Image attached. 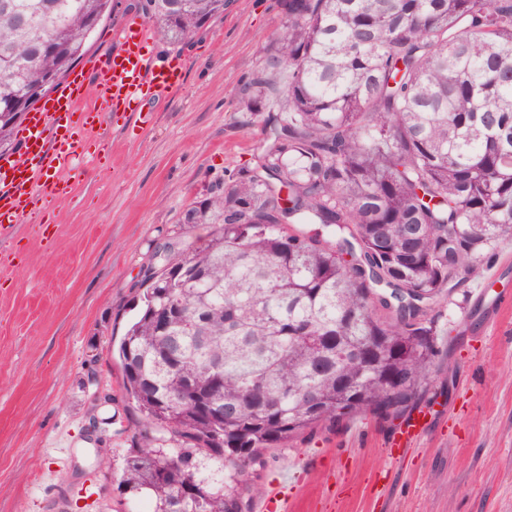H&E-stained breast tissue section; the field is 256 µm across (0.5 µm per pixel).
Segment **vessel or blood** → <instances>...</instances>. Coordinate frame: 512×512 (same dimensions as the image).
<instances>
[{"mask_svg": "<svg viewBox=\"0 0 512 512\" xmlns=\"http://www.w3.org/2000/svg\"><path fill=\"white\" fill-rule=\"evenodd\" d=\"M146 26L137 21L115 33V46L90 68L95 97L81 79L64 82L37 111L28 113L19 156H0V231L27 223L36 204L54 195L62 174L78 169L84 140L104 113L139 103L146 92L164 96L181 78L177 66L153 64L143 52ZM427 410L415 411L395 431L391 458H399L430 426Z\"/></svg>", "mask_w": 512, "mask_h": 512, "instance_id": "1", "label": "vessel or blood"}]
</instances>
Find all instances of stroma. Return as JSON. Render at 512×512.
I'll return each mask as SVG.
<instances>
[{
    "label": "stroma",
    "instance_id": "obj_1",
    "mask_svg": "<svg viewBox=\"0 0 512 512\" xmlns=\"http://www.w3.org/2000/svg\"><path fill=\"white\" fill-rule=\"evenodd\" d=\"M284 22L279 0H233L190 46L150 32L179 87L107 113L99 161L0 240L22 253L0 270V512H139L120 489L137 424L110 348L156 246L205 235L186 209L256 154L262 119L234 92ZM491 265L485 302L468 286L448 309L427 432L396 460L369 415L294 441L267 455L252 512L274 493L287 512H512V241Z\"/></svg>",
    "mask_w": 512,
    "mask_h": 512
}]
</instances>
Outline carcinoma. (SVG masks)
I'll list each match as a JSON object with an SVG mask.
<instances>
[{
    "instance_id": "cac0c4a2",
    "label": "carcinoma",
    "mask_w": 512,
    "mask_h": 512,
    "mask_svg": "<svg viewBox=\"0 0 512 512\" xmlns=\"http://www.w3.org/2000/svg\"><path fill=\"white\" fill-rule=\"evenodd\" d=\"M228 0H141L185 45ZM236 89L253 164L186 211L118 346L141 430L122 487L149 512H251L238 472L430 392L441 308L512 239V0H282ZM110 0H0V111L86 52ZM313 391L317 402L301 399Z\"/></svg>"
}]
</instances>
